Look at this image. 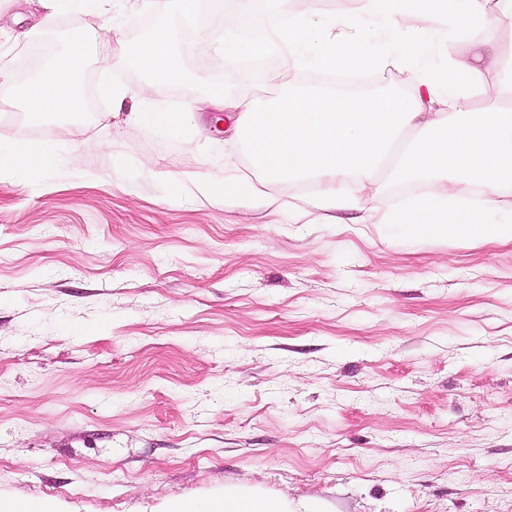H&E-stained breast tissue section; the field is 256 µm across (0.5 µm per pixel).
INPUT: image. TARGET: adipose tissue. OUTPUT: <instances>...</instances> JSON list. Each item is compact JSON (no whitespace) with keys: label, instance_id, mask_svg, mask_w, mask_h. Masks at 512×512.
<instances>
[{"label":"adipose tissue","instance_id":"obj_1","mask_svg":"<svg viewBox=\"0 0 512 512\" xmlns=\"http://www.w3.org/2000/svg\"><path fill=\"white\" fill-rule=\"evenodd\" d=\"M320 2L308 0L307 10L291 18L275 38L254 36L252 53H274L286 45L297 63L305 47L313 46L317 64L336 71L378 70L394 60L414 94L289 89L261 108L237 94H215L212 104L224 110L233 137L246 144L259 177L228 174L214 180L201 174L195 178L198 192L213 202L262 199L267 187L295 179L317 189V208L362 210L378 173L387 166L397 178H441L448 188L409 198L401 209L376 216V223L407 224L431 236L457 225L484 241L512 240V208L502 203L504 189H512V113L458 110L459 99L481 88L484 69L451 56L416 63L397 54L399 47L415 45L418 34L429 29L436 17L431 0H341L340 18L334 22L325 19ZM408 14L416 24L405 28L400 19ZM355 16L376 20L377 38L386 50H364V32L351 22ZM436 18L461 35L512 27V0H444ZM86 44L82 33H73L67 50L18 89L29 114L42 118L80 111L76 79ZM122 51L145 70L149 86L182 77L168 27L154 28ZM58 161L50 145L18 141L0 151V173L22 168L47 172ZM460 183L480 186V196H458ZM167 512L324 510L316 499L296 503L284 495L229 485L208 501L175 502Z\"/></svg>","mask_w":512,"mask_h":512}]
</instances>
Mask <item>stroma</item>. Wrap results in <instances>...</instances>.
Returning a JSON list of instances; mask_svg holds the SVG:
<instances>
[{
    "label": "stroma",
    "instance_id": "35a3bbf8",
    "mask_svg": "<svg viewBox=\"0 0 512 512\" xmlns=\"http://www.w3.org/2000/svg\"><path fill=\"white\" fill-rule=\"evenodd\" d=\"M238 5L64 6L47 25L41 0H0V143L60 157L0 175V502L161 512L238 484L326 512H512V242L197 196L190 175L254 172L208 102L239 69L198 51ZM304 10L254 0L249 16L274 34ZM158 25L184 77L151 103L197 104L175 131L124 123L147 74L116 43ZM76 31L82 112L30 118L23 58L47 64ZM438 38L488 69L462 110L512 109L490 70L512 28ZM313 70L284 47L242 92L264 103ZM139 5L156 12L169 13L179 12L188 15L191 11L193 0H136Z\"/></svg>",
    "mask_w": 512,
    "mask_h": 512
}]
</instances>
